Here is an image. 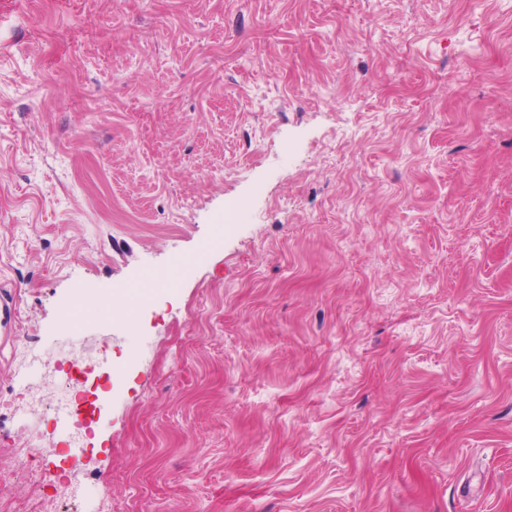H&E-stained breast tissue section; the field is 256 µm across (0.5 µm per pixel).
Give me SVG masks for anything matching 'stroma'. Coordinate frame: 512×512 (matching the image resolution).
Returning <instances> with one entry per match:
<instances>
[{
    "label": "stroma",
    "mask_w": 512,
    "mask_h": 512,
    "mask_svg": "<svg viewBox=\"0 0 512 512\" xmlns=\"http://www.w3.org/2000/svg\"><path fill=\"white\" fill-rule=\"evenodd\" d=\"M17 448L74 512H512V0H0Z\"/></svg>",
    "instance_id": "35a3bbf8"
}]
</instances>
